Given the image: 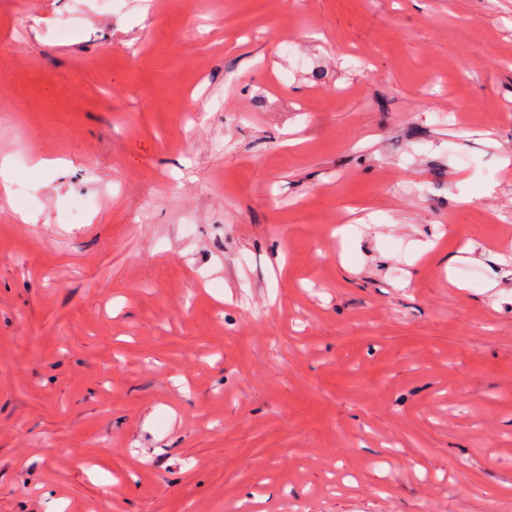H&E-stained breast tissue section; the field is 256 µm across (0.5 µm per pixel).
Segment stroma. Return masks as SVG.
<instances>
[{"label": "stroma", "instance_id": "stroma-1", "mask_svg": "<svg viewBox=\"0 0 512 512\" xmlns=\"http://www.w3.org/2000/svg\"><path fill=\"white\" fill-rule=\"evenodd\" d=\"M5 157L0 512H512V0H0Z\"/></svg>", "mask_w": 512, "mask_h": 512}]
</instances>
